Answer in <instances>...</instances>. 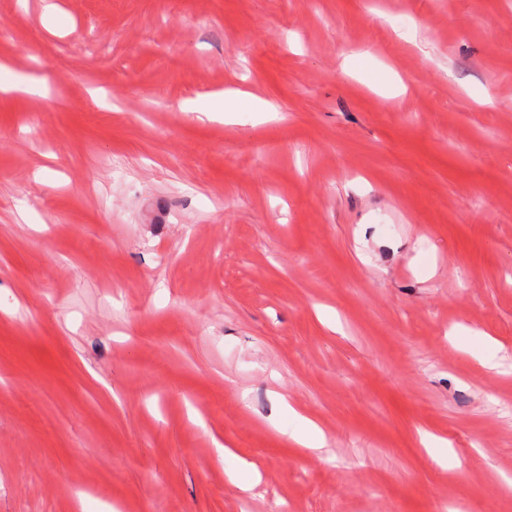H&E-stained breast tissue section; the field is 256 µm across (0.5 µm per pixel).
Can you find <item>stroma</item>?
I'll return each mask as SVG.
<instances>
[{"label":"stroma","instance_id":"1","mask_svg":"<svg viewBox=\"0 0 512 512\" xmlns=\"http://www.w3.org/2000/svg\"><path fill=\"white\" fill-rule=\"evenodd\" d=\"M54 3L0 0V512H512V0ZM276 405L278 414H288L293 427L280 425L276 417L270 419L271 425L281 433L289 442L299 445L302 448L322 455L327 450L325 438L318 425L308 416L302 414L288 403V400L277 395Z\"/></svg>","mask_w":512,"mask_h":512}]
</instances>
